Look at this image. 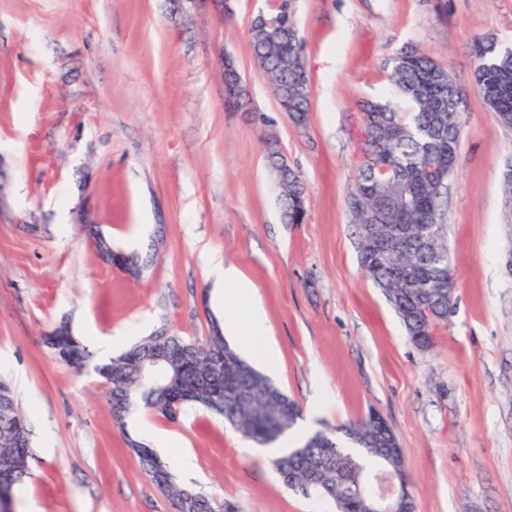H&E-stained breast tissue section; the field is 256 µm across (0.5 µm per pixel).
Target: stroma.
I'll list each match as a JSON object with an SVG mask.
<instances>
[{
    "instance_id": "1",
    "label": "stroma",
    "mask_w": 512,
    "mask_h": 512,
    "mask_svg": "<svg viewBox=\"0 0 512 512\" xmlns=\"http://www.w3.org/2000/svg\"><path fill=\"white\" fill-rule=\"evenodd\" d=\"M279 3L231 0L220 19L174 0H0V378L32 440L7 512H176L131 437L231 512H334L202 408L171 421L142 406L117 426L98 355L79 371L46 343L64 325L88 347L113 337L118 354L246 320L248 302L218 301L213 255L262 300L267 375L302 408L290 444L373 408L405 450L416 512H512V127L472 82L477 40L512 46V0H291L311 88L302 125L249 50L253 17ZM405 47L444 64L462 97L444 229L456 288L425 350L361 268L348 208L359 103L389 98ZM223 54L270 125L225 110ZM273 142L301 176L305 223L282 217ZM88 224L138 270L103 262Z\"/></svg>"
}]
</instances>
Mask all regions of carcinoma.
<instances>
[{"mask_svg": "<svg viewBox=\"0 0 512 512\" xmlns=\"http://www.w3.org/2000/svg\"><path fill=\"white\" fill-rule=\"evenodd\" d=\"M267 22L250 28L252 56L270 81L280 105L293 120L301 123L309 111L310 89L306 57L293 50L303 44L298 29L288 17L287 7L266 15ZM487 40L476 42L474 55L477 86L481 90L503 83L512 91V52L500 55L485 65L481 55ZM390 80L397 101H365L362 120L366 140L356 179L349 196H361L349 205L360 263L380 288L403 323L410 341L419 348L428 340L434 326L448 317V276L450 258L444 236V207L448 193V149L458 150L460 124L453 107L457 87L448 69L428 54L404 48L390 59ZM486 105L504 124L512 126V98L508 103L484 97ZM271 168L279 177L284 218L289 224L306 219L304 189L299 176L284 169V158L273 150L268 155ZM418 191L428 203L420 210L410 205V192ZM435 224L439 233L433 244L419 245L422 229ZM403 233L406 247L382 260L372 256V235ZM224 353V362L206 365L205 348ZM177 358L167 387L147 388L137 370L139 359L155 352ZM106 384L124 393L122 404L112 405L117 420L139 403L163 416L165 399L179 389L182 406H200L224 418L241 437L260 446H271L289 433L301 418L299 404L276 386L269 377L253 368L224 341L214 327L206 343L169 335L152 336L129 347L119 356L96 367ZM20 425L29 429L27 415L16 403L9 382L0 379V429ZM342 436L329 438L333 450L310 447L285 449L271 460L282 482L306 497L328 498L336 512H367V476L381 461L404 469L405 456L400 446L380 444L379 435L395 438L390 426H381L366 416L340 429ZM31 441H14L0 434V474L4 486L0 501L11 498L14 487L29 467ZM129 447L140 459L143 470L156 479L157 470L166 476L164 490L179 502L186 488L173 480L170 467L155 452L144 451L145 443L129 440ZM188 512H226L221 503L201 493L191 498Z\"/></svg>", "mask_w": 512, "mask_h": 512, "instance_id": "obj_1", "label": "carcinoma"}]
</instances>
